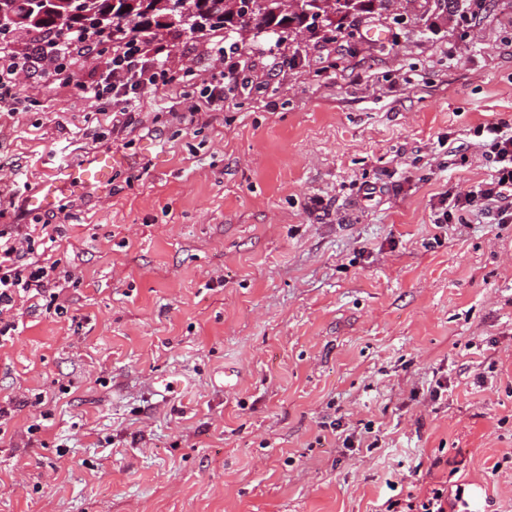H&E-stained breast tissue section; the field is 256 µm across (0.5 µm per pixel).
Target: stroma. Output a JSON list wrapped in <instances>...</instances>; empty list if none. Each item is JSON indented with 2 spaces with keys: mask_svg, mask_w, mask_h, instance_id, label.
Listing matches in <instances>:
<instances>
[{
  "mask_svg": "<svg viewBox=\"0 0 512 512\" xmlns=\"http://www.w3.org/2000/svg\"><path fill=\"white\" fill-rule=\"evenodd\" d=\"M223 41L159 30L177 81L131 131L81 93L101 47L0 111V225L62 224L77 277L0 338V512H386L439 486L512 512V223L432 222L491 177L475 128L512 124V0L363 12L273 70L266 32ZM220 59L224 108L189 123ZM103 151L107 192L32 210Z\"/></svg>",
  "mask_w": 512,
  "mask_h": 512,
  "instance_id": "obj_1",
  "label": "stroma"
}]
</instances>
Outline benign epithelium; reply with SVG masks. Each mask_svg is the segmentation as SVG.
<instances>
[{
	"label": "benign epithelium",
	"mask_w": 512,
	"mask_h": 512,
	"mask_svg": "<svg viewBox=\"0 0 512 512\" xmlns=\"http://www.w3.org/2000/svg\"><path fill=\"white\" fill-rule=\"evenodd\" d=\"M172 7L170 0H27L23 9H18L16 0H0V31H12L18 26L28 24H46L67 17L77 25L93 33L101 45L119 46L124 43L123 33L112 27V14L120 12L131 16L139 15V19L155 29L168 24L172 20L169 13L159 14L157 9ZM197 12L203 15L199 21L200 29L225 24L224 12L213 7L207 0L199 2ZM280 11L276 0H267V18L270 26L284 33H292L296 23L288 22L276 25ZM342 14L331 13L327 16L312 17L311 12L303 16V23L313 22L311 29L316 33L329 34L336 31V25Z\"/></svg>",
	"instance_id": "7a95c632"
}]
</instances>
